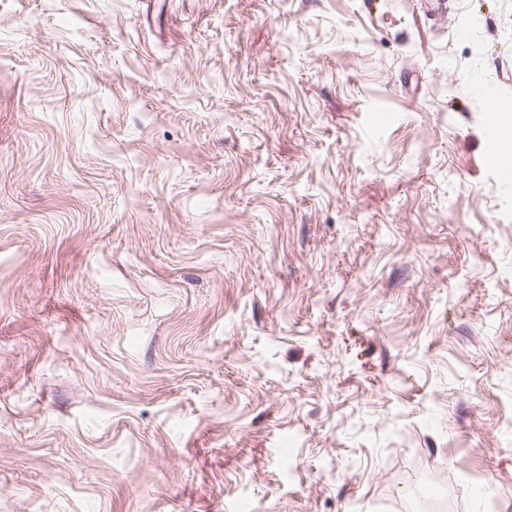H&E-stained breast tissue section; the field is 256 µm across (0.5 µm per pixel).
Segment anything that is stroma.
Instances as JSON below:
<instances>
[{
  "mask_svg": "<svg viewBox=\"0 0 512 512\" xmlns=\"http://www.w3.org/2000/svg\"><path fill=\"white\" fill-rule=\"evenodd\" d=\"M0 0V512H512V0Z\"/></svg>",
  "mask_w": 512,
  "mask_h": 512,
  "instance_id": "obj_1",
  "label": "stroma"
}]
</instances>
